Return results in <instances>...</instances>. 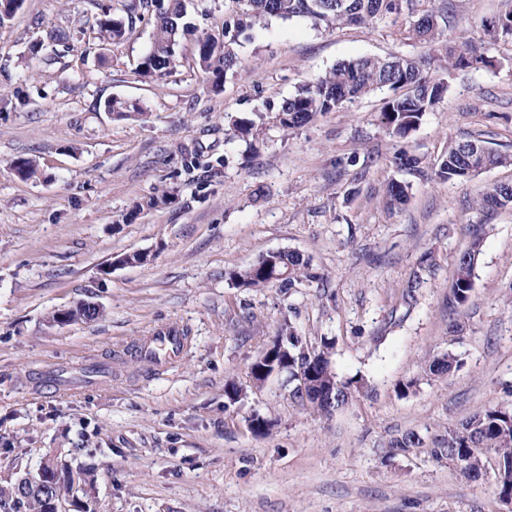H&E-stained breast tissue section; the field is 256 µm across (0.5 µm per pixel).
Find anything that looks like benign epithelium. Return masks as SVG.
Returning <instances> with one entry per match:
<instances>
[{"instance_id": "obj_1", "label": "benign epithelium", "mask_w": 512, "mask_h": 512, "mask_svg": "<svg viewBox=\"0 0 512 512\" xmlns=\"http://www.w3.org/2000/svg\"><path fill=\"white\" fill-rule=\"evenodd\" d=\"M95 308H97V304L93 302H82L74 309L60 312L59 323L65 324L76 320L88 321L94 316ZM16 481L22 499L31 491L41 492L44 495L47 512H70V508L78 504L83 509L89 507V504L76 494L67 499L51 494L52 488L63 482L70 483L76 492L86 491L82 476L73 468L64 465V461L59 459L57 452L47 455L36 473L19 474L16 476Z\"/></svg>"}]
</instances>
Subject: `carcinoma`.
<instances>
[{
  "label": "carcinoma",
  "mask_w": 512,
  "mask_h": 512,
  "mask_svg": "<svg viewBox=\"0 0 512 512\" xmlns=\"http://www.w3.org/2000/svg\"><path fill=\"white\" fill-rule=\"evenodd\" d=\"M418 0H244L237 11L225 16L224 28L218 35L197 34V27L187 22L185 0H126V18H114L107 8L93 17L103 44L124 39L132 32L144 12L154 10L152 42L138 63V72L146 78L163 76L176 61V48L188 36H195L196 60L200 71L214 84H219L241 64L237 46L248 31L273 19L288 21L306 19L316 29L333 31L346 25L370 26L387 15L416 12ZM432 22H414L407 38L438 47L432 57H417L394 53L387 57L361 56L336 63L313 83L301 87L296 94L283 100L271 117L273 126L286 133L302 127L327 112H337L373 92L387 89L391 95L381 110V122L389 133L405 139L421 123L424 115L448 91L444 75L450 71L469 68L484 60L481 47L470 40L450 46L446 43L445 15L428 14ZM104 110L122 119L141 114V109L126 101L111 98ZM267 123L239 118L232 121L229 139L245 145L254 152L256 144L265 140ZM472 141H458L448 146L435 172L441 181L467 179L485 170L512 162V157L478 146L480 154L470 152ZM512 201V185H496L477 203L478 209L500 208L499 199ZM408 199V186L392 183L387 203L400 205ZM173 192L158 189L148 199L126 214L127 223L143 209H156L172 203ZM482 249V237L476 235L460 256L451 282L453 300L465 304L473 289L475 268ZM312 278L309 260L297 251L268 252L246 268L234 271L229 280L236 288L249 290L291 287ZM272 344L278 347L273 354H263L250 368L253 380L270 375L283 360H288L289 380L295 383L293 399L313 412L329 416L352 398L353 382L338 379L331 365L333 344L322 341L307 346L290 323L284 324ZM458 366L455 355L448 352L429 366L432 373L445 375ZM422 445L421 436L413 431L391 441L390 452L408 453ZM430 455L448 465L469 480L486 474L494 464L499 498L512 497V404H496L477 410L445 433L433 436ZM0 512H45L43 501L36 495L19 498L16 482L0 486Z\"/></svg>",
  "instance_id": "1"
}]
</instances>
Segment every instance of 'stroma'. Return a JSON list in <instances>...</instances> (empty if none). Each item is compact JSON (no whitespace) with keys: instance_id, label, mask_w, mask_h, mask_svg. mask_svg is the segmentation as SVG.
Wrapping results in <instances>:
<instances>
[{"instance_id":"stroma-1","label":"stroma","mask_w":512,"mask_h":512,"mask_svg":"<svg viewBox=\"0 0 512 512\" xmlns=\"http://www.w3.org/2000/svg\"><path fill=\"white\" fill-rule=\"evenodd\" d=\"M446 2L451 40H482V20L505 8ZM97 12L98 0H24L0 25V483L57 451L93 469L96 512H503L493 475L470 481L427 449L392 456L388 445L512 402V206L475 207L512 184V165L434 175L455 141L512 155V43L449 74L406 139L382 124L379 91L289 132L270 128L249 154L225 143L231 120L276 109L337 62L433 46L406 39L404 14L332 32L274 21L242 40L243 66L220 86L200 72L190 38L170 73L145 81L136 68L153 18L105 47ZM112 97L142 116L104 112ZM403 150L418 169L396 164ZM19 157L36 162L34 177L14 173ZM393 182L409 196L390 208ZM157 188L174 202L123 223ZM476 233L474 288L457 306L452 277ZM278 250L308 258L311 280L231 286L229 272ZM133 251L148 261L120 264ZM83 301L103 316L52 321ZM287 321L310 343L333 341L338 379L364 382L330 416L298 406L287 374L251 384L252 363ZM169 322L191 344L175 367L149 366L136 347ZM447 352L459 367L431 374ZM90 355L110 366L92 383L47 381L52 368L79 373ZM231 381L244 389L234 404ZM255 413L269 434L250 432Z\"/></svg>"}]
</instances>
